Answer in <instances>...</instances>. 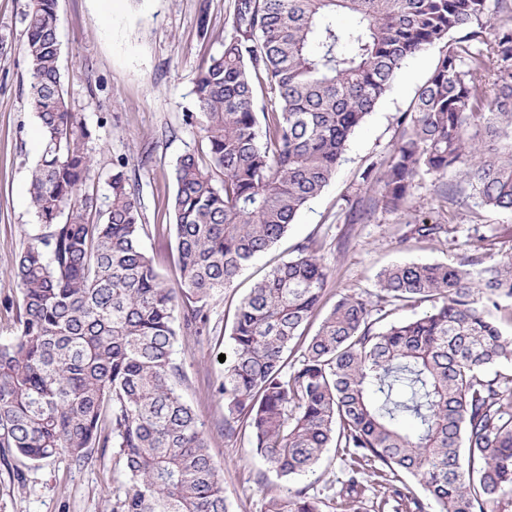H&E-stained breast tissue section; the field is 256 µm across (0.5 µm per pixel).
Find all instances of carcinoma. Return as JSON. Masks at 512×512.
Wrapping results in <instances>:
<instances>
[{"label":"carcinoma","mask_w":512,"mask_h":512,"mask_svg":"<svg viewBox=\"0 0 512 512\" xmlns=\"http://www.w3.org/2000/svg\"><path fill=\"white\" fill-rule=\"evenodd\" d=\"M234 0L232 34L202 64L195 111L205 151L174 167L176 287L143 248L140 189L112 168L105 204L80 195L91 136L66 101L57 0L25 14L29 99L41 133L30 170L41 223L16 259L19 316L0 342V448L33 465L81 463L115 446L128 487L116 512H227L203 423L180 393V336L208 301L269 251L335 177L351 134L404 63L442 43L431 77L398 119L388 159L361 174L391 213L417 179L454 170L481 203L512 210V0ZM349 15L350 24L336 23ZM494 59L486 74L487 59ZM345 222L374 207L346 198ZM96 215L97 220L89 219ZM442 224L412 227L420 240ZM310 241L240 301L224 361V435L249 431L282 476L310 472L330 448L347 462L336 512H489L512 493V338L488 312L512 304V253L488 265L404 262L375 295L337 300L294 361L286 353L320 307L328 268ZM429 311L376 324L409 302ZM417 481L420 496L407 484ZM267 512H321L300 490Z\"/></svg>","instance_id":"carcinoma-1"}]
</instances>
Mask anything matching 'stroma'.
<instances>
[{
  "instance_id": "1",
  "label": "stroma",
  "mask_w": 512,
  "mask_h": 512,
  "mask_svg": "<svg viewBox=\"0 0 512 512\" xmlns=\"http://www.w3.org/2000/svg\"><path fill=\"white\" fill-rule=\"evenodd\" d=\"M29 0H0V341L16 332L19 290L10 275L19 251L39 231L31 205L29 168L39 155L38 125L29 104L24 15ZM233 0H114L103 17L98 0H57L60 67L65 99L91 132L94 168L82 192L108 193L113 165L126 163L141 184L147 226L143 247L168 285H175V239L170 199L179 157L200 150L197 128L184 124L194 111L200 63L223 48L231 33ZM208 27H200V16ZM432 46L408 59L375 110L351 136L335 178L299 213L286 235L247 263L232 288L208 303L210 330L179 337L176 357L186 380L184 401L204 424L210 455L224 478L229 512H266L270 498L305 490L322 512H333L344 464L327 452L312 473L283 477L257 455L249 433L225 437L220 385L228 335L238 305L250 288L297 244L310 241L330 270L322 305L311 318L314 335L336 301L347 293L375 292L381 269L397 262L463 263L479 253L495 262L512 250L500 229L511 210H493L448 173L467 202L451 207L438 198L431 177L418 180L411 209L399 215L376 209L370 222L346 224L338 215L371 163L390 156L397 120L431 76L440 55ZM427 220L445 225L432 241L416 240L411 228ZM126 489L118 449L95 448L81 464L58 456L32 465L0 448V512H112Z\"/></svg>"
}]
</instances>
